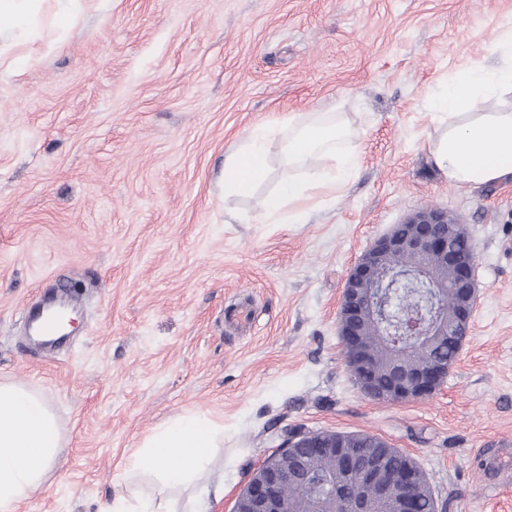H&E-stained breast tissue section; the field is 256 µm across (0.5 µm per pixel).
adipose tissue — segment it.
<instances>
[{"instance_id": "adipose-tissue-1", "label": "adipose tissue", "mask_w": 512, "mask_h": 512, "mask_svg": "<svg viewBox=\"0 0 512 512\" xmlns=\"http://www.w3.org/2000/svg\"><path fill=\"white\" fill-rule=\"evenodd\" d=\"M494 63L476 62L450 78L434 96V117L445 126L430 145L431 157L448 181L475 187L512 177V28L491 46ZM282 160L290 175L264 200L273 224H300L309 199L335 193L337 181L356 169L343 120L290 116ZM270 127L257 128L224 162V192L247 196L269 172ZM224 437L223 425L196 413L169 418L141 443L122 479L141 473L165 485H196ZM55 415L38 392L0 380V512L40 490L62 446Z\"/></svg>"}]
</instances>
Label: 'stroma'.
Returning a JSON list of instances; mask_svg holds the SVG:
<instances>
[{"label":"stroma","mask_w":512,"mask_h":512,"mask_svg":"<svg viewBox=\"0 0 512 512\" xmlns=\"http://www.w3.org/2000/svg\"><path fill=\"white\" fill-rule=\"evenodd\" d=\"M511 27L512 0H41L0 37V379L41 392L65 439L18 512H101L127 491L230 512L289 430L382 437L440 512H512V180L461 188L430 155L433 96ZM300 113L342 115L357 168L304 223H256ZM261 125L269 178L226 195L224 159ZM432 206L475 256L471 340L431 397L375 401L344 361L341 291ZM68 289L69 341L43 353L25 314ZM186 411L224 425L199 485H119Z\"/></svg>","instance_id":"obj_1"}]
</instances>
